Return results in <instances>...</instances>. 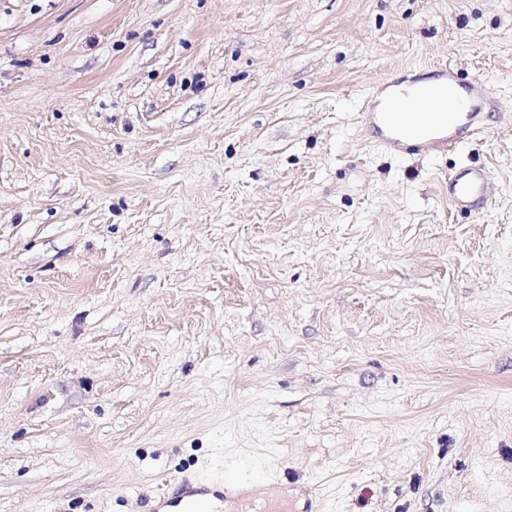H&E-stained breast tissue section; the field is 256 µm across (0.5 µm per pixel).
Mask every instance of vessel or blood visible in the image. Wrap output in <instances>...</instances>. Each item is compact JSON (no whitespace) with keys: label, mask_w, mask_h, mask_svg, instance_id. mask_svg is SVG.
<instances>
[{"label":"vessel or blood","mask_w":512,"mask_h":512,"mask_svg":"<svg viewBox=\"0 0 512 512\" xmlns=\"http://www.w3.org/2000/svg\"><path fill=\"white\" fill-rule=\"evenodd\" d=\"M442 85L432 91L419 92L424 111L410 114L402 120L391 112H370L366 119L375 127H384V143L388 147L408 152H439L456 143L462 128L477 126V109L491 98L483 82L475 80L466 87L465 94L455 91L457 79L452 68L443 71ZM491 189V177L482 167L465 168L448 181V200L458 208L466 209L485 201ZM261 487L246 490L242 480L233 475L217 483L195 477L175 480L167 497L160 499V508L171 507L175 512H202L200 503L209 499L229 505V512H248L250 505L263 499Z\"/></svg>","instance_id":"1"}]
</instances>
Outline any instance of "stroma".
Returning <instances> with one entry per match:
<instances>
[{
  "label": "stroma",
  "mask_w": 512,
  "mask_h": 512,
  "mask_svg": "<svg viewBox=\"0 0 512 512\" xmlns=\"http://www.w3.org/2000/svg\"><path fill=\"white\" fill-rule=\"evenodd\" d=\"M445 64L482 132L382 146ZM226 473L512 512V0H0V512ZM491 184L485 168H464L448 180V200L455 207L467 209L477 202H485Z\"/></svg>",
  "instance_id": "obj_1"
}]
</instances>
